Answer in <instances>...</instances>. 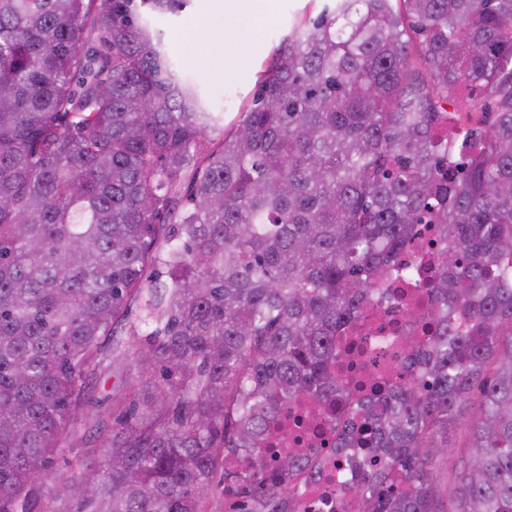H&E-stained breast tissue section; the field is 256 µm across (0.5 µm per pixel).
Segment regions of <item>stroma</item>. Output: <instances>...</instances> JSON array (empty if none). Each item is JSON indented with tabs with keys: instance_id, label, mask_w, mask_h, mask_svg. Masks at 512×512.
Listing matches in <instances>:
<instances>
[{
	"instance_id": "1",
	"label": "stroma",
	"mask_w": 512,
	"mask_h": 512,
	"mask_svg": "<svg viewBox=\"0 0 512 512\" xmlns=\"http://www.w3.org/2000/svg\"><path fill=\"white\" fill-rule=\"evenodd\" d=\"M323 0H275L268 15L251 28L249 48L222 43L224 31L238 30L243 18L213 0H190L180 15L151 17V24L164 40L183 75L197 80L214 111L223 113L225 123L235 122L256 91L261 63L287 36L293 27L315 17ZM130 361L112 365L89 385V401L79 423L63 444L56 468L68 476H77L83 451L89 447L91 433L99 418H111L115 406L113 388L119 385Z\"/></svg>"
}]
</instances>
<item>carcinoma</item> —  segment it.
Here are the masks:
<instances>
[{
	"mask_svg": "<svg viewBox=\"0 0 512 512\" xmlns=\"http://www.w3.org/2000/svg\"><path fill=\"white\" fill-rule=\"evenodd\" d=\"M188 3L0 0V512H37L89 383L127 357L119 325L124 406L50 512H206L224 454L344 392L353 327L405 299L426 222L433 335L399 336L336 455L363 512H512V0H332L218 139L145 20ZM462 89L481 128L456 152L438 127ZM303 466L257 459L255 512H293ZM438 226L436 224H422L419 239L413 240L408 246L409 259L421 256L428 250H433L432 242H436Z\"/></svg>",
	"mask_w": 512,
	"mask_h": 512,
	"instance_id": "1",
	"label": "carcinoma"
}]
</instances>
